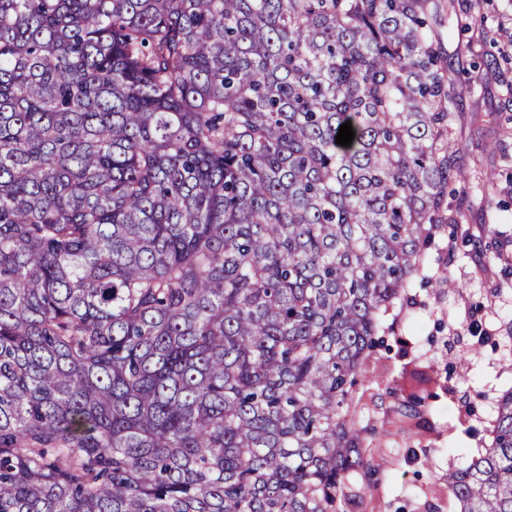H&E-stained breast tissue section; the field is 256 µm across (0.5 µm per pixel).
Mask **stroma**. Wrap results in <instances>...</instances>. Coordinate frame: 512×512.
Instances as JSON below:
<instances>
[{
	"instance_id": "1",
	"label": "stroma",
	"mask_w": 512,
	"mask_h": 512,
	"mask_svg": "<svg viewBox=\"0 0 512 512\" xmlns=\"http://www.w3.org/2000/svg\"><path fill=\"white\" fill-rule=\"evenodd\" d=\"M443 40L466 175L448 199L459 214L439 226L365 354L350 408L365 466L337 512H459L448 472L485 454L512 389V0H464ZM491 56L498 72L483 66Z\"/></svg>"
}]
</instances>
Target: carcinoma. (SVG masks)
<instances>
[{
	"label": "carcinoma",
	"mask_w": 512,
	"mask_h": 512,
	"mask_svg": "<svg viewBox=\"0 0 512 512\" xmlns=\"http://www.w3.org/2000/svg\"><path fill=\"white\" fill-rule=\"evenodd\" d=\"M455 13L0 0V512H336L380 313L454 220ZM448 491L512 512V390Z\"/></svg>",
	"instance_id": "obj_1"
}]
</instances>
